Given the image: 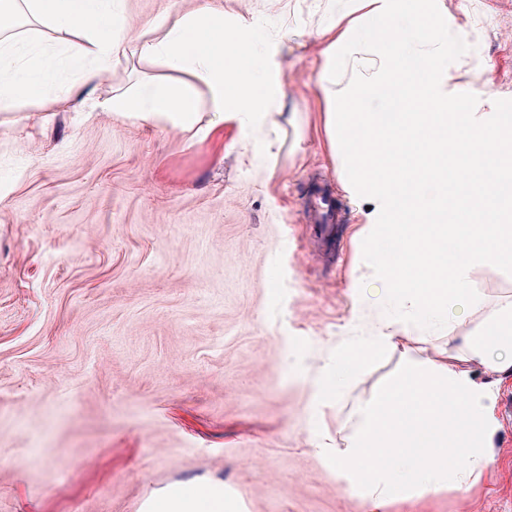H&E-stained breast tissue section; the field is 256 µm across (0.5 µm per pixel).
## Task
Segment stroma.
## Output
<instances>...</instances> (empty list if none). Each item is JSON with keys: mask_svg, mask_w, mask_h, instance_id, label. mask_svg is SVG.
<instances>
[{"mask_svg": "<svg viewBox=\"0 0 512 512\" xmlns=\"http://www.w3.org/2000/svg\"><path fill=\"white\" fill-rule=\"evenodd\" d=\"M227 39L281 71L279 141L248 116L220 137L84 112L164 70L135 55L73 103L0 113V512H148L178 485L214 484L235 512H512V424L497 422L480 481L375 505L319 451L352 402L400 364L378 360L343 393L323 373L357 351L379 309L364 203L343 189L325 129L317 33L329 0H219ZM195 0H125L150 34ZM448 28L444 72L481 125L512 114V0H430ZM287 30V44L277 34ZM340 188L338 245L304 219ZM280 279H272L273 267ZM480 304L449 316L435 356L512 298V267L477 265Z\"/></svg>", "mask_w": 512, "mask_h": 512, "instance_id": "1", "label": "stroma"}]
</instances>
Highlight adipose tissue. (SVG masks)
Instances as JSON below:
<instances>
[{"mask_svg":"<svg viewBox=\"0 0 512 512\" xmlns=\"http://www.w3.org/2000/svg\"><path fill=\"white\" fill-rule=\"evenodd\" d=\"M409 0H354L337 28L321 37V90L327 103L331 146L342 147L353 132H367L385 118L368 104L385 98L402 102L386 133H405L430 154L454 145L456 168L468 171L476 153L496 167L512 164V117L489 130L471 121L459 98L449 97L441 59L448 31L425 14L410 10ZM123 0H0V112L23 106L66 104L76 84L51 86L49 68L60 61L88 83L112 69L114 59L134 52L140 60L168 70L163 80L139 81L133 91L109 98L104 108L147 124L167 123L196 129L209 138L225 119L249 114L277 131V106L283 96L278 72L252 41L224 38V13L214 0H196L192 12L155 24L154 37L134 39ZM391 29L395 42H365L366 28ZM374 58L370 75L354 72L355 55ZM233 66H225V57ZM234 85L236 93L224 89ZM213 119L200 124L201 112ZM346 181L373 209L367 216L366 256L381 283L378 304L387 311L361 356H337L327 381L343 387L361 368L397 351L412 322L446 323L449 310L469 311L471 300L459 284L475 264L512 263V225L499 221L489 204L494 176L472 180L461 210L483 199L480 232L448 237L447 164L383 173L348 153ZM433 214V224H392L397 211ZM394 242L404 260L385 258L383 245ZM491 374H512V300L499 302L481 333L459 337L453 352L436 359L405 358L395 377L369 398L356 400L346 417L351 433L344 447H331L328 433L318 445L329 450L338 469L356 479L376 503L431 490L476 483L489 463L496 432L495 395L477 383L472 366ZM153 512H228L223 499L193 488H179L155 503Z\"/></svg>","mask_w":512,"mask_h":512,"instance_id":"obj_1","label":"adipose tissue"}]
</instances>
